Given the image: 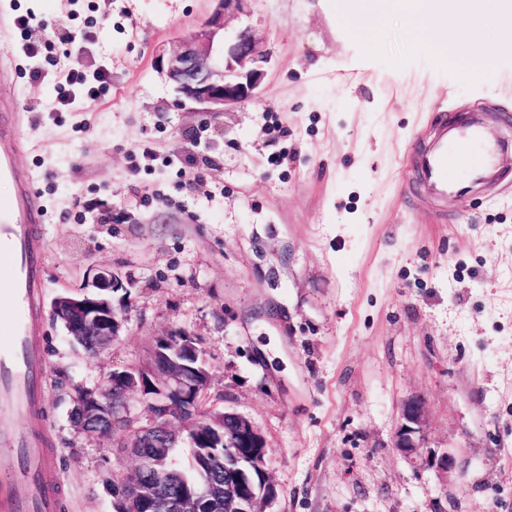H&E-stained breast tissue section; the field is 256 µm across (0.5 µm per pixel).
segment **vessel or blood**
<instances>
[{"label":"vessel or blood","instance_id":"vessel-or-blood-1","mask_svg":"<svg viewBox=\"0 0 512 512\" xmlns=\"http://www.w3.org/2000/svg\"><path fill=\"white\" fill-rule=\"evenodd\" d=\"M16 70L8 51L0 52V181L11 188L0 200V512H61L53 480V457L39 438L42 386L47 378L45 348L39 339L41 262L46 241V210L32 172L21 170L15 156L26 149L24 112L7 95ZM456 155H449V148ZM505 152L490 142L482 118L449 120L439 113L431 139L410 152L407 165L412 181L402 196H410L413 182L426 188L425 203L437 219L447 220L442 204L483 182ZM28 424H20V415Z\"/></svg>","mask_w":512,"mask_h":512}]
</instances>
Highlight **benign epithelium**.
Wrapping results in <instances>:
<instances>
[{"mask_svg": "<svg viewBox=\"0 0 512 512\" xmlns=\"http://www.w3.org/2000/svg\"><path fill=\"white\" fill-rule=\"evenodd\" d=\"M211 2L213 8L204 20L180 35L172 49H159L156 60L181 103L202 112H224L258 97L267 52L247 29L230 43L221 36L226 15L242 11L246 0ZM91 286L92 294L57 296L51 314L69 335L94 337V351L99 352L121 336L127 315L113 305L112 296L127 290V285L118 274L102 270L93 276ZM209 385L199 338L172 330L157 337L146 364L112 371L75 402L71 420L78 432L99 438L118 429L130 431L119 448L138 464L130 472L112 474V483L120 488L121 512H220L226 503L236 512H266L273 504L277 491L268 470L262 469L257 480L252 468L253 456L266 449L263 434L235 411L199 415ZM131 391L143 396L142 416L127 403ZM401 416L394 448L412 461L421 457V403L407 401ZM185 442L192 448H224V471L191 496L183 492L184 479L174 471L164 482L148 477L168 449Z\"/></svg>", "mask_w": 512, "mask_h": 512, "instance_id": "obj_1", "label": "benign epithelium"}]
</instances>
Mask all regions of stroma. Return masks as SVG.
<instances>
[{"label": "stroma", "instance_id": "stroma-1", "mask_svg": "<svg viewBox=\"0 0 512 512\" xmlns=\"http://www.w3.org/2000/svg\"><path fill=\"white\" fill-rule=\"evenodd\" d=\"M11 4L76 35L50 61L22 51L40 28L9 42L32 112L17 164L48 212L39 418L62 512H113L106 483L135 466L74 428L75 388L144 364L171 328L202 342L207 408L265 436L273 512H512V161L491 193L449 198L444 224L400 195L437 112L486 113L487 134L512 143V50L487 58L457 33L438 65L397 7L364 24L357 0H247L224 37L250 29L266 77L257 101L214 114L179 105L155 62L210 0ZM75 60L107 83L42 111ZM101 268L128 281V321L91 355L51 302ZM412 399L424 452L465 473L398 453Z\"/></svg>", "mask_w": 512, "mask_h": 512}]
</instances>
